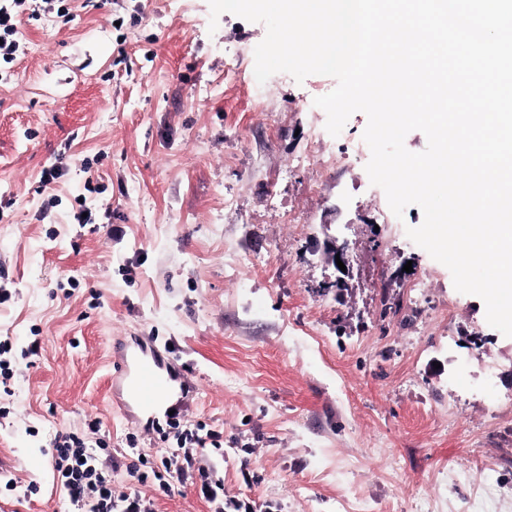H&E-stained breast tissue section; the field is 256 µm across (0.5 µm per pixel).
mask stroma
<instances>
[{"instance_id":"35a3bbf8","label":"stroma","mask_w":512,"mask_h":512,"mask_svg":"<svg viewBox=\"0 0 512 512\" xmlns=\"http://www.w3.org/2000/svg\"><path fill=\"white\" fill-rule=\"evenodd\" d=\"M0 61V512H68L56 435L128 472L166 449L112 402L113 354L173 350L224 491L275 512H512V337L414 244L315 97L258 83L266 27L208 0H36ZM235 79H225L227 70ZM60 166L44 184L42 173ZM347 243L345 270L329 248ZM36 355H28L29 347Z\"/></svg>"}]
</instances>
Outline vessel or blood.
<instances>
[{"label":"vessel or blood","mask_w":512,"mask_h":512,"mask_svg":"<svg viewBox=\"0 0 512 512\" xmlns=\"http://www.w3.org/2000/svg\"><path fill=\"white\" fill-rule=\"evenodd\" d=\"M112 371L114 379L123 382L131 403L143 412L152 411L166 399L173 377L180 374L179 367L155 348L141 355L118 354Z\"/></svg>","instance_id":"b4317fda"}]
</instances>
